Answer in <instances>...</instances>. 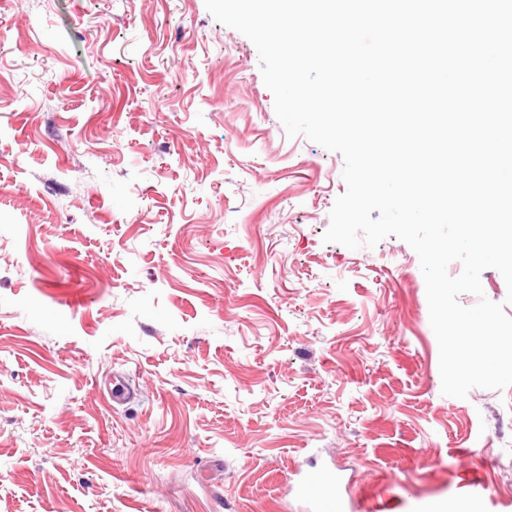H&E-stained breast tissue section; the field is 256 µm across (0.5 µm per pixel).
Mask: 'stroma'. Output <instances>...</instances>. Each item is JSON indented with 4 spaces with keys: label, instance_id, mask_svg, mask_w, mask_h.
Instances as JSON below:
<instances>
[{
    "label": "stroma",
    "instance_id": "1",
    "mask_svg": "<svg viewBox=\"0 0 512 512\" xmlns=\"http://www.w3.org/2000/svg\"><path fill=\"white\" fill-rule=\"evenodd\" d=\"M342 169L204 0H0V512H280L314 458L512 512V386L442 393L407 243H324Z\"/></svg>",
    "mask_w": 512,
    "mask_h": 512
}]
</instances>
